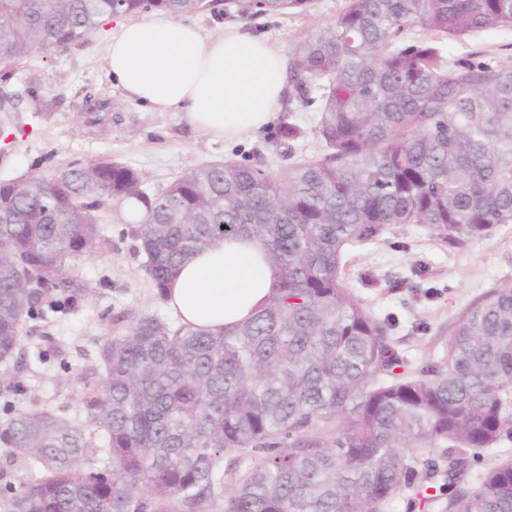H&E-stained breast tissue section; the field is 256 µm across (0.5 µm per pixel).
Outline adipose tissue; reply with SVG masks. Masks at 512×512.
I'll list each match as a JSON object with an SVG mask.
<instances>
[{
	"instance_id": "obj_1",
	"label": "adipose tissue",
	"mask_w": 512,
	"mask_h": 512,
	"mask_svg": "<svg viewBox=\"0 0 512 512\" xmlns=\"http://www.w3.org/2000/svg\"><path fill=\"white\" fill-rule=\"evenodd\" d=\"M105 63L131 99L158 112L184 111L200 132L227 141L271 121L287 66L279 48L240 28L207 36L164 17L122 23L106 45ZM275 280L258 242L229 237L185 263L165 301L182 322L215 330L266 304Z\"/></svg>"
}]
</instances>
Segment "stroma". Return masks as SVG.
I'll use <instances>...</instances> for the list:
<instances>
[{
  "mask_svg": "<svg viewBox=\"0 0 512 512\" xmlns=\"http://www.w3.org/2000/svg\"><path fill=\"white\" fill-rule=\"evenodd\" d=\"M346 0H313L308 11L243 20L224 12V0L186 15L204 34L236 26L270 39L290 52L304 34L330 24ZM118 19L82 42L37 53L0 82V180L30 173L49 175L75 162L110 158L141 170L151 190L165 189L188 169L249 155L271 175L320 148L314 112L277 108L273 122L235 141L213 139L196 130L181 112H158L130 100L109 76L105 47ZM451 58L492 57L512 66V30L486 31L447 43ZM105 100L88 125L86 104ZM292 121L306 134L293 153L272 144L276 123ZM100 227L110 245L74 264L83 297L66 314L26 324L27 361L16 371L18 408L45 407L74 418L88 393L90 373L102 345L126 333L146 316L169 323L179 317L150 283L122 205L100 210ZM350 285L377 317L395 320L392 336L412 367L446 358L450 334L464 311L488 292L512 282V224L466 248H449L428 229L398 226L379 240L350 247L344 256Z\"/></svg>",
  "mask_w": 512,
  "mask_h": 512,
  "instance_id": "35a3bbf8",
  "label": "stroma"
}]
</instances>
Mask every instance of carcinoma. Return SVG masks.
<instances>
[{"mask_svg":"<svg viewBox=\"0 0 512 512\" xmlns=\"http://www.w3.org/2000/svg\"><path fill=\"white\" fill-rule=\"evenodd\" d=\"M312 0H230L242 18ZM207 0H0V77L114 15L196 13ZM512 29V0H347L288 60V103L320 114L321 148L278 177L249 157L154 192L97 159L0 181V480L5 512H384L403 490L444 512H512V457L472 485L471 453L512 439V283L456 323L442 362L410 373L392 325L348 286V246L420 224L462 249L512 224V66L451 60L447 40ZM304 137L282 122L272 142ZM134 201L133 235L165 295L229 236L276 270L268 303L219 331L145 316L100 349L84 425L17 410L22 327L77 299L72 263L109 244L98 211ZM440 448L446 472L421 457ZM37 477L14 486L9 467ZM234 484L225 487V477Z\"/></svg>","mask_w":512,"mask_h":512,"instance_id":"cac0c4a2","label":"carcinoma"}]
</instances>
